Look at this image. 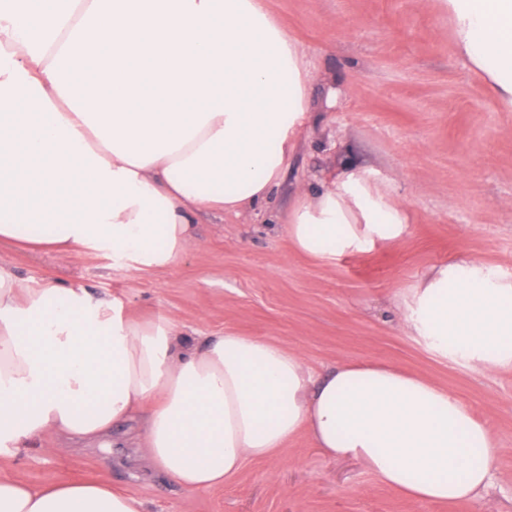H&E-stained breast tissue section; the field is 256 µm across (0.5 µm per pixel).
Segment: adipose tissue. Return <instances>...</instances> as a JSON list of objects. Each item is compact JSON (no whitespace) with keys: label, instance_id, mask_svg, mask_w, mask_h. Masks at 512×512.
Returning <instances> with one entry per match:
<instances>
[{"label":"adipose tissue","instance_id":"obj_1","mask_svg":"<svg viewBox=\"0 0 512 512\" xmlns=\"http://www.w3.org/2000/svg\"><path fill=\"white\" fill-rule=\"evenodd\" d=\"M458 55L512 112V0H440ZM305 48L265 0H0V239L173 265L202 211L240 215L278 185L311 113ZM300 253L330 262L400 239L392 182L348 166L288 211ZM435 355L512 368V277L460 254L400 294ZM137 418L148 459L180 485L222 486L307 436L331 458L430 503L477 498L495 456L486 419L381 364L314 373L270 339L186 344L179 323L0 264V446L96 441ZM106 483L0 479V512H143Z\"/></svg>","mask_w":512,"mask_h":512}]
</instances>
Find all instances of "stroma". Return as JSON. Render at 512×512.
<instances>
[{
  "instance_id": "35a3bbf8",
  "label": "stroma",
  "mask_w": 512,
  "mask_h": 512,
  "mask_svg": "<svg viewBox=\"0 0 512 512\" xmlns=\"http://www.w3.org/2000/svg\"><path fill=\"white\" fill-rule=\"evenodd\" d=\"M307 50L312 96L335 108L312 126L267 201L253 213L202 214L173 265L117 268L111 253H60L0 242L24 281H54L121 301L134 315L175 318L191 343L234 331L299 351L317 373L346 361L384 364L448 388L488 420L493 483L473 501H415L354 460H333L306 436L248 461L223 487L186 489L140 456L139 421L83 445L45 439L0 447V477L33 488L106 481L142 497L144 512H512V370L434 356L408 336L396 295L431 266L466 253L512 275V112L499 111L458 57L439 0H266ZM345 166L392 181L409 210L396 243L322 263L291 246L299 193Z\"/></svg>"
}]
</instances>
